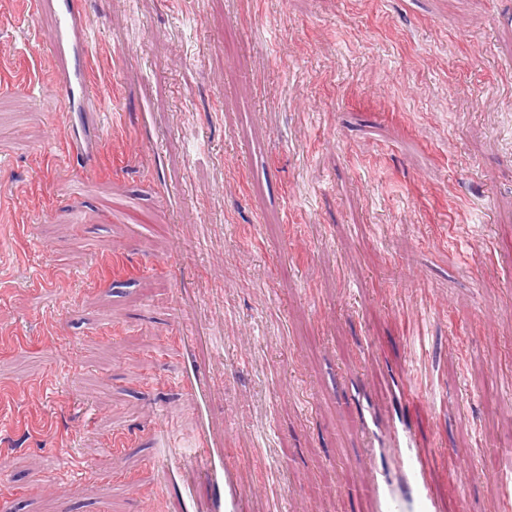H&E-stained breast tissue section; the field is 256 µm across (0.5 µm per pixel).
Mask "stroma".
Wrapping results in <instances>:
<instances>
[{"label":"stroma","instance_id":"obj_1","mask_svg":"<svg viewBox=\"0 0 512 512\" xmlns=\"http://www.w3.org/2000/svg\"><path fill=\"white\" fill-rule=\"evenodd\" d=\"M110 167L67 188L69 115L0 5V498L141 512L150 407L193 422L169 343L222 322L224 446L281 512H358L361 437L338 400L385 342L454 414L415 413L440 494L494 512L512 485V0H86Z\"/></svg>","mask_w":512,"mask_h":512}]
</instances>
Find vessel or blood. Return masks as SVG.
Instances as JSON below:
<instances>
[{"instance_id": "vessel-or-blood-1", "label": "vessel or blood", "mask_w": 512, "mask_h": 512, "mask_svg": "<svg viewBox=\"0 0 512 512\" xmlns=\"http://www.w3.org/2000/svg\"><path fill=\"white\" fill-rule=\"evenodd\" d=\"M26 22L36 35L30 51L35 56L47 54L66 111H97L83 0H31ZM222 342V337H208L203 357L187 346L181 350V365L171 385L188 398L192 409L216 394L209 372ZM446 399L445 392L416 374L390 371L356 383L342 396V404L356 416L362 441L360 478L349 494L365 512H447L416 428L397 413L398 408L415 406L429 414ZM149 463L162 478L143 499L147 512H156L164 502L169 503V512H253L259 501L267 502L268 512H278L270 483H247L237 466L225 462L210 428L195 425L187 443L176 440L171 447L154 449Z\"/></svg>"}]
</instances>
